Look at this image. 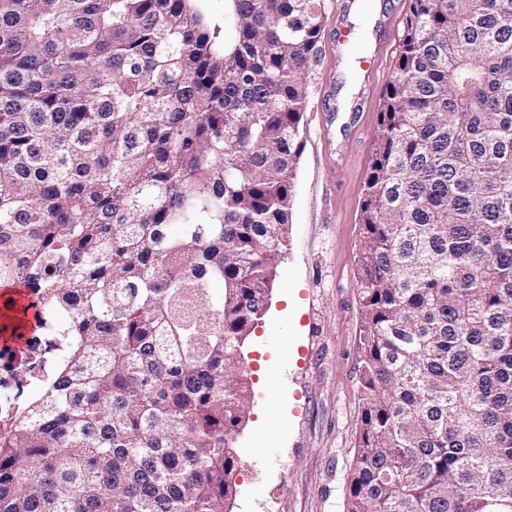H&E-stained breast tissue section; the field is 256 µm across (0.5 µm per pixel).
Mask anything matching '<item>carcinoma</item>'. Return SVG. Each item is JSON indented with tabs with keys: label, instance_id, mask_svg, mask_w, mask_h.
<instances>
[{
	"label": "carcinoma",
	"instance_id": "1",
	"mask_svg": "<svg viewBox=\"0 0 512 512\" xmlns=\"http://www.w3.org/2000/svg\"><path fill=\"white\" fill-rule=\"evenodd\" d=\"M227 2L0 0V288L69 317L0 512H227L325 22ZM360 225L346 512H512V0H411Z\"/></svg>",
	"mask_w": 512,
	"mask_h": 512
}]
</instances>
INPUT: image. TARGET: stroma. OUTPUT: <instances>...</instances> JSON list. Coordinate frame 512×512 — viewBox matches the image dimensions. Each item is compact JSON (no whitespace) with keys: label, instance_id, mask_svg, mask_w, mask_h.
I'll list each match as a JSON object with an SVG mask.
<instances>
[{"label":"stroma","instance_id":"obj_1","mask_svg":"<svg viewBox=\"0 0 512 512\" xmlns=\"http://www.w3.org/2000/svg\"><path fill=\"white\" fill-rule=\"evenodd\" d=\"M288 246L246 349L250 401L231 447L228 512H346L359 430L361 192L410 0H321ZM347 40L331 39L334 29Z\"/></svg>","mask_w":512,"mask_h":512}]
</instances>
